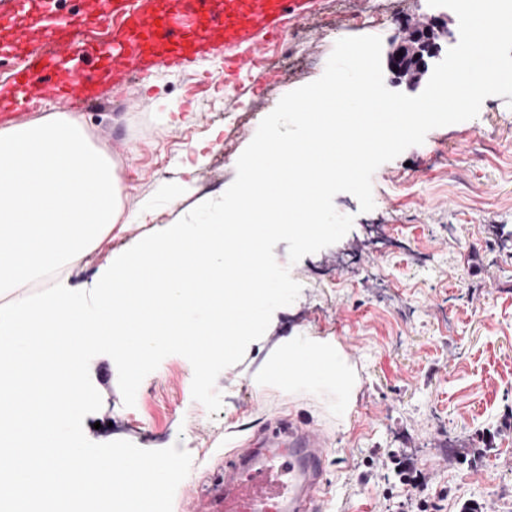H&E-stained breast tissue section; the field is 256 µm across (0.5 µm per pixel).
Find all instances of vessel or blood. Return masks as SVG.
<instances>
[{
	"label": "vessel or blood",
	"mask_w": 512,
	"mask_h": 512,
	"mask_svg": "<svg viewBox=\"0 0 512 512\" xmlns=\"http://www.w3.org/2000/svg\"><path fill=\"white\" fill-rule=\"evenodd\" d=\"M59 0H5L0 25L39 28L51 50L18 46L0 38V56L25 53L28 67L0 87V106L20 107L33 97L67 103L97 98L106 80L130 69L177 65L225 46L224 75L247 66L232 47L255 45L258 36L281 38L288 25L315 12L318 0H106L120 23L108 47L75 43L72 34L83 14L59 15ZM326 441L313 428L285 425L268 432L258 447L241 449L225 469L209 500L210 512H313Z\"/></svg>",
	"instance_id": "1"
}]
</instances>
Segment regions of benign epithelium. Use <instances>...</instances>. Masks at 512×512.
<instances>
[{
  "mask_svg": "<svg viewBox=\"0 0 512 512\" xmlns=\"http://www.w3.org/2000/svg\"><path fill=\"white\" fill-rule=\"evenodd\" d=\"M435 23L417 19L406 21L402 36L387 55V69L393 79L410 87L417 86L428 71L429 59L436 56Z\"/></svg>",
  "mask_w": 512,
  "mask_h": 512,
  "instance_id": "7a95c632",
  "label": "benign epithelium"
}]
</instances>
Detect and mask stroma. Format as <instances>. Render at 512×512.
Instances as JSON below:
<instances>
[{"mask_svg":"<svg viewBox=\"0 0 512 512\" xmlns=\"http://www.w3.org/2000/svg\"><path fill=\"white\" fill-rule=\"evenodd\" d=\"M418 17L458 29L452 10L427 0H321L288 27L287 60L278 47L255 49L265 65L280 62L277 78L259 83L244 72L225 88L217 49L106 85L101 101L76 114L115 165L119 218L71 284L97 283L114 254L222 196L261 120L321 77L338 39L387 44ZM372 185L368 212L352 194L335 196L337 212L354 218L337 243L293 265L286 243L275 246L301 292L221 372L218 413L193 400L182 356L166 357L131 407L112 358L91 360L102 407L83 421L89 440L190 453L173 512L202 507L226 461L285 418L326 440L321 512H397L409 498L425 512H457L469 499L482 512H512V97H488L478 117L429 131L382 164ZM292 340L341 349L358 381L348 411L330 376L289 388L280 357ZM392 453L417 463L426 491L386 469Z\"/></svg>","mask_w":512,"mask_h":512,"instance_id":"obj_1","label":"stroma"}]
</instances>
